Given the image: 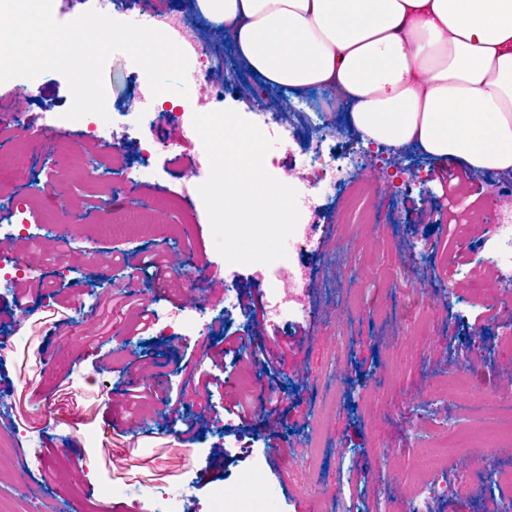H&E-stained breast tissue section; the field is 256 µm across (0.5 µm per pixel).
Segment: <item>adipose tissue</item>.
<instances>
[{
    "mask_svg": "<svg viewBox=\"0 0 512 512\" xmlns=\"http://www.w3.org/2000/svg\"><path fill=\"white\" fill-rule=\"evenodd\" d=\"M270 86L333 85L367 143L512 170V0H196Z\"/></svg>",
    "mask_w": 512,
    "mask_h": 512,
    "instance_id": "1",
    "label": "adipose tissue"
}]
</instances>
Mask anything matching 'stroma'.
Masks as SVG:
<instances>
[{"label": "stroma", "mask_w": 512, "mask_h": 512, "mask_svg": "<svg viewBox=\"0 0 512 512\" xmlns=\"http://www.w3.org/2000/svg\"><path fill=\"white\" fill-rule=\"evenodd\" d=\"M112 98L133 103L145 72L122 52L104 68ZM22 103L29 123L44 107L68 111L66 78L45 71ZM17 119L0 122V186L32 199L27 231H0L13 247L0 264V309L21 305L13 321L0 322V512H153L142 492L161 485L176 495L207 502L212 489L231 482L255 459L266 486L265 512H308L332 500L342 512H402L411 494L409 476L423 470L420 450L449 425L494 429L503 406L512 404V302L483 270L487 231L471 214H490L493 194L512 175L483 174L460 184L459 204L447 208L445 165L388 149L414 177L403 187L374 181L376 195L365 224L334 221L340 196L303 214L314 234L294 260L305 269L307 308L280 323L251 326L241 309L225 311V290L249 288L270 301L271 285L254 265L228 264L217 252L206 210L196 200L162 212V196L181 192L202 158L198 141L184 139L166 110L147 125H126L111 116L108 141L124 151L153 147L150 169L137 182L116 185L110 203L122 210L135 200L163 236L130 239L106 235L96 200L101 148L85 125L62 117L42 133L13 132ZM88 156L75 172L68 148ZM51 185L36 192L40 167ZM73 202L81 219L61 226L54 198ZM431 212L435 231L415 221ZM469 224L470 242L448 238V224ZM161 252L182 275L165 283L153 269L112 262L113 249ZM36 268L38 277L5 279L14 263ZM130 287L150 309L152 325L136 335L118 331L105 317L107 299ZM225 318L243 345L224 359L233 378H246L251 396L273 398L276 413L257 406L249 424L225 412L222 392L199 395L186 381L192 367L209 371L219 349L208 322ZM180 329L170 334V320ZM24 325L32 346L22 350L14 334ZM263 337L276 370L252 358L251 336ZM165 394L164 401L126 412L122 392L131 376ZM451 377L470 381L484 402L449 398L440 390ZM201 437L181 433L206 404ZM46 468L28 465L35 451Z\"/></svg>", "instance_id": "35a3bbf8"}]
</instances>
